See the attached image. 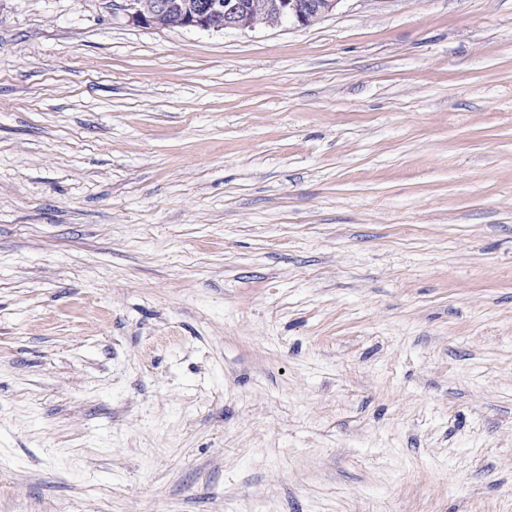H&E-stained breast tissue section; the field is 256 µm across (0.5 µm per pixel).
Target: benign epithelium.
<instances>
[{
  "label": "benign epithelium",
  "instance_id": "1",
  "mask_svg": "<svg viewBox=\"0 0 512 512\" xmlns=\"http://www.w3.org/2000/svg\"><path fill=\"white\" fill-rule=\"evenodd\" d=\"M276 11L288 21L306 25L311 0H274ZM180 14L179 28L222 31L251 29L247 9L240 0H115L113 16L132 26H151L159 16Z\"/></svg>",
  "mask_w": 512,
  "mask_h": 512
}]
</instances>
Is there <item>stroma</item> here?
Listing matches in <instances>:
<instances>
[{"label":"stroma","mask_w":512,"mask_h":512,"mask_svg":"<svg viewBox=\"0 0 512 512\" xmlns=\"http://www.w3.org/2000/svg\"><path fill=\"white\" fill-rule=\"evenodd\" d=\"M0 512H512V0H0ZM223 1L119 0L113 1L112 9L113 16L124 19L127 25L132 26H153L158 16L166 15L157 20L155 27L175 28L179 17L173 13L179 12L178 28L223 31L226 28L252 29L253 25L274 26L283 17L288 18V22L305 26L307 16L308 25L318 21L328 5V0H311L317 3V10L311 1L276 0L274 6L281 17L275 12L273 0ZM242 2L247 4L248 13ZM247 14L253 25L248 21Z\"/></svg>","instance_id":"obj_1"}]
</instances>
